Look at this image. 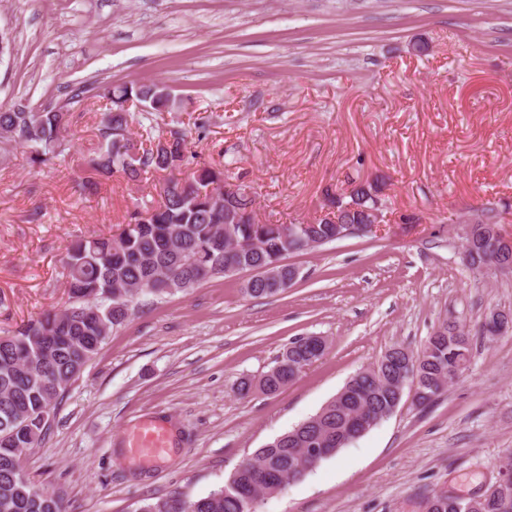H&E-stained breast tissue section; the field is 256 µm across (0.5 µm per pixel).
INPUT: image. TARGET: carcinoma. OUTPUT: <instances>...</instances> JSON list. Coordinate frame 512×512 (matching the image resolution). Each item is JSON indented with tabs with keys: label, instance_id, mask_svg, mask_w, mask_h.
<instances>
[{
	"label": "carcinoma",
	"instance_id": "1",
	"mask_svg": "<svg viewBox=\"0 0 512 512\" xmlns=\"http://www.w3.org/2000/svg\"><path fill=\"white\" fill-rule=\"evenodd\" d=\"M98 96L111 103L98 128L99 145L89 165L101 177L116 174L138 181L150 171H165L162 205L135 211L117 235L77 240L64 257L68 299L64 308L43 313L10 331L0 343V512H62L60 502L35 489L22 474L21 455L38 444L48 423L41 416L54 410L62 394L98 353L112 331L123 325L142 293L155 296L187 293L201 283L243 267L262 269L265 278L248 285L247 295L268 297L288 288V265L283 258L307 249L298 237L270 231L257 244L243 246L250 224L224 223V206L211 202L207 189L226 184L224 169L203 165L181 180L188 153L187 136L171 133L168 149L153 153L143 148L146 137H127L132 116L125 109L137 100L156 112L169 109L168 93L155 83L140 86L104 85ZM70 113L58 108L38 112L0 109V142L31 149V161L53 164L64 144ZM339 203L371 206L373 200L351 180ZM494 237L478 233L473 249L463 252L472 270L493 263ZM414 362L406 348L394 346L387 363L375 362L356 373L336 397L291 431L258 449L242 463L224 487L188 500L170 494L149 501L139 512H250L258 496L279 492L302 478L322 460L364 435L399 408L404 382L417 381L426 406L448 390V378L464 372L471 360L469 333L440 326L421 347ZM325 352L290 342L258 383L240 382L246 396L253 387L266 393L285 388L300 370ZM431 512H512V485L501 491L485 489L472 499L446 493L433 496Z\"/></svg>",
	"mask_w": 512,
	"mask_h": 512
}]
</instances>
